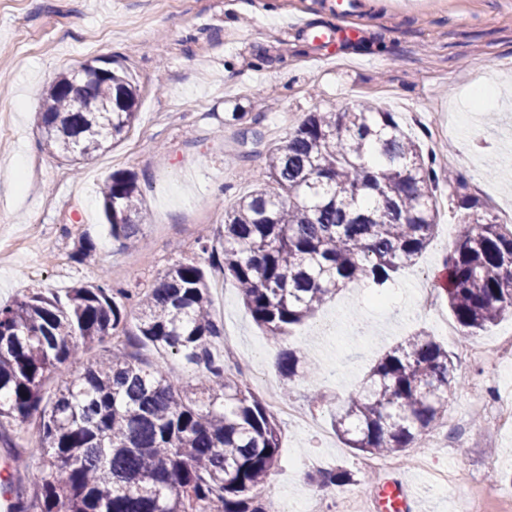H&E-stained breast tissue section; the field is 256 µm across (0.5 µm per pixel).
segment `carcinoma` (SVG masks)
Instances as JSON below:
<instances>
[{"mask_svg": "<svg viewBox=\"0 0 512 512\" xmlns=\"http://www.w3.org/2000/svg\"><path fill=\"white\" fill-rule=\"evenodd\" d=\"M137 117V88L110 57L89 75L57 76L38 112L48 150L71 161L105 151ZM435 164L393 112L363 103L311 112L267 149L264 179L224 210L218 244L200 250L237 284L254 321L281 338L342 289L382 286L416 261L438 221ZM100 194L112 237L134 244L147 218L137 174L111 172ZM456 204L444 292L463 333L476 336L512 316V226L474 213L467 195ZM223 335L195 261L134 296L101 280L0 305V428L36 418L34 448L13 452L40 473L13 512H269L278 424L244 374L227 373L215 355ZM112 336L126 343L86 357ZM142 342L203 368V377L181 384L139 362L127 347ZM279 371L290 382L315 377L300 348L282 350ZM454 371L448 349L420 331L384 353L361 390L313 400L333 407L348 447L401 455L446 415ZM313 481L332 489L353 476L331 469Z\"/></svg>", "mask_w": 512, "mask_h": 512, "instance_id": "carcinoma-1", "label": "carcinoma"}]
</instances>
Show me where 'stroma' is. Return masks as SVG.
Instances as JSON below:
<instances>
[{"label":"stroma","mask_w":512,"mask_h":512,"mask_svg":"<svg viewBox=\"0 0 512 512\" xmlns=\"http://www.w3.org/2000/svg\"><path fill=\"white\" fill-rule=\"evenodd\" d=\"M353 2L345 15L339 0H0V116L14 126L0 132V303L102 279L135 294L175 263L203 262L199 240L217 239L225 207L262 180L267 147L283 143L307 113L362 101L397 113L424 150L453 157L481 214L497 217L512 203V0ZM297 17L361 35L323 59L320 46L291 29ZM104 55L137 84L139 116L115 147L73 164L48 153L36 114L56 76ZM486 82L500 86L490 107L473 96ZM234 110L261 119L225 124ZM115 170L137 174L150 215L136 251L112 238L104 219L98 189ZM449 196L440 186V225L415 264L395 276L397 300L379 305L375 289L348 288L283 340L254 322L222 268L206 265L213 317L234 337L253 391L312 420L303 427L279 417L268 501L316 497L333 505L331 491L311 477L337 467L369 497L402 480L416 512H457L466 489H441L434 473L459 463L474 469L481 488L493 472L512 482V432L497 430L481 405L512 400V378L498 377L490 363L458 359L436 432L464 445L452 454L431 449L427 469L413 447L398 469L360 468L363 453L346 447L327 408L312 402L320 390L354 392L383 353L420 330L458 358L464 338L452 333L457 323L442 290L441 240L455 236L458 221ZM87 238L96 257L81 263L74 254ZM426 289L435 297L430 312L422 308ZM285 347L303 348L319 376L284 381L275 356Z\"/></svg>","instance_id":"1"}]
</instances>
